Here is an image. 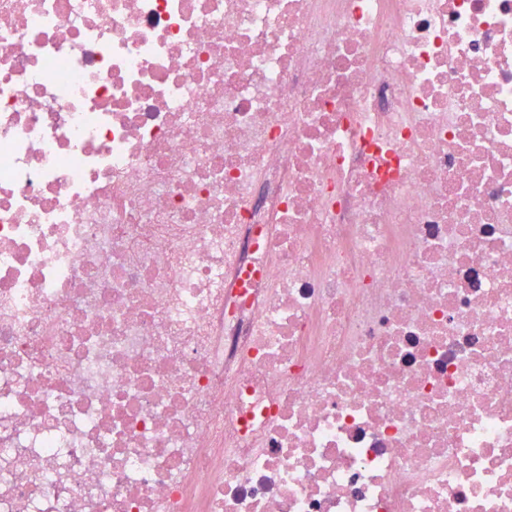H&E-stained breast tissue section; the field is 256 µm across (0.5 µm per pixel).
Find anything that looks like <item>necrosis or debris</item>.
Masks as SVG:
<instances>
[{
  "label": "necrosis or debris",
  "instance_id": "1",
  "mask_svg": "<svg viewBox=\"0 0 512 512\" xmlns=\"http://www.w3.org/2000/svg\"><path fill=\"white\" fill-rule=\"evenodd\" d=\"M0 512H512V0H0Z\"/></svg>",
  "mask_w": 512,
  "mask_h": 512
}]
</instances>
